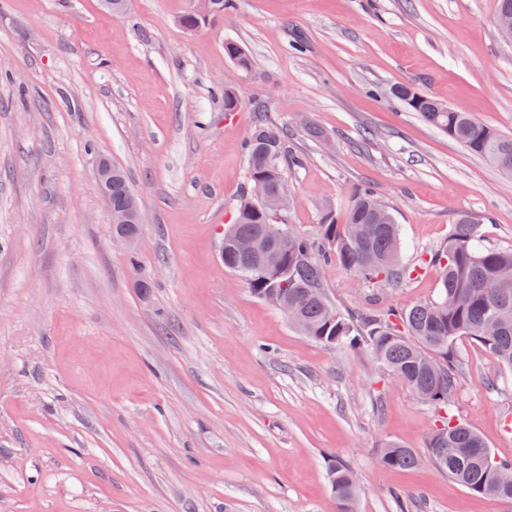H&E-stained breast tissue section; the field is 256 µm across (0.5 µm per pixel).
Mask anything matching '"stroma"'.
<instances>
[{"label":"stroma","mask_w":512,"mask_h":512,"mask_svg":"<svg viewBox=\"0 0 512 512\" xmlns=\"http://www.w3.org/2000/svg\"><path fill=\"white\" fill-rule=\"evenodd\" d=\"M497 0H235L194 31L190 0H0V512H512L429 462L438 412L366 349L301 334L220 259L247 188L257 118L302 159L287 224L318 230L371 188L418 272L365 287L331 264L344 311L433 302L457 216L512 249V177L394 99L404 85L512 136V44ZM238 43L253 67L224 53ZM239 98L224 109L218 90ZM122 169L143 224L114 242L98 157ZM453 412L512 460V371L466 337ZM421 461L420 455L413 448L390 442L381 449L378 463L386 468L405 469L416 466ZM327 476L336 512H351L358 491L350 468L340 459L332 460L327 468Z\"/></svg>","instance_id":"obj_1"}]
</instances>
